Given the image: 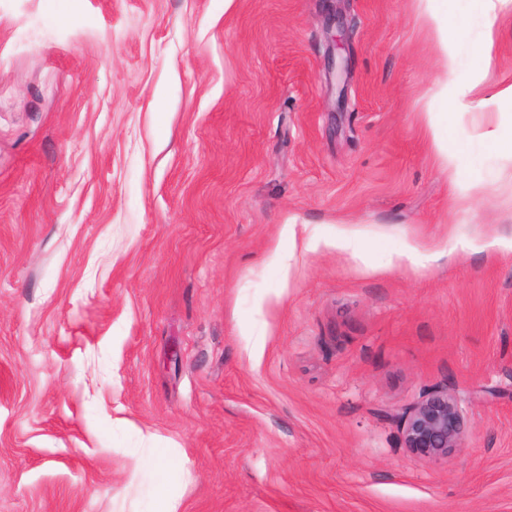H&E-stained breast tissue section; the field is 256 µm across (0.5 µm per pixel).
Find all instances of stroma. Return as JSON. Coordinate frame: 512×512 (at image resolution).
Here are the masks:
<instances>
[{
	"label": "stroma",
	"mask_w": 512,
	"mask_h": 512,
	"mask_svg": "<svg viewBox=\"0 0 512 512\" xmlns=\"http://www.w3.org/2000/svg\"><path fill=\"white\" fill-rule=\"evenodd\" d=\"M339 7L342 96L324 0H0V512H512V5L484 71L448 0L464 193L411 0ZM433 387L445 460L391 419ZM470 420L460 399L448 388H433L401 414L405 448L442 460L463 448Z\"/></svg>",
	"instance_id": "obj_1"
}]
</instances>
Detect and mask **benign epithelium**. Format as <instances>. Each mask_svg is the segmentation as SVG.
<instances>
[{
  "instance_id": "1",
  "label": "benign epithelium",
  "mask_w": 512,
  "mask_h": 512,
  "mask_svg": "<svg viewBox=\"0 0 512 512\" xmlns=\"http://www.w3.org/2000/svg\"><path fill=\"white\" fill-rule=\"evenodd\" d=\"M470 420L460 399L446 388H433L401 414L405 447L431 459L451 457L464 447Z\"/></svg>"
}]
</instances>
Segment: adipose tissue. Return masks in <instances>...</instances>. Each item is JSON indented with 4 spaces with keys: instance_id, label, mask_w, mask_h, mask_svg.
Segmentation results:
<instances>
[{
    "instance_id": "ef3b65f1",
    "label": "adipose tissue",
    "mask_w": 512,
    "mask_h": 512,
    "mask_svg": "<svg viewBox=\"0 0 512 512\" xmlns=\"http://www.w3.org/2000/svg\"><path fill=\"white\" fill-rule=\"evenodd\" d=\"M414 12L436 47L440 71L427 90L429 98L443 101L445 109L427 115L426 133L442 171L455 170V157L448 150V114L481 99L484 88L475 80L459 87L454 82L457 55L448 38V0H412Z\"/></svg>"
}]
</instances>
